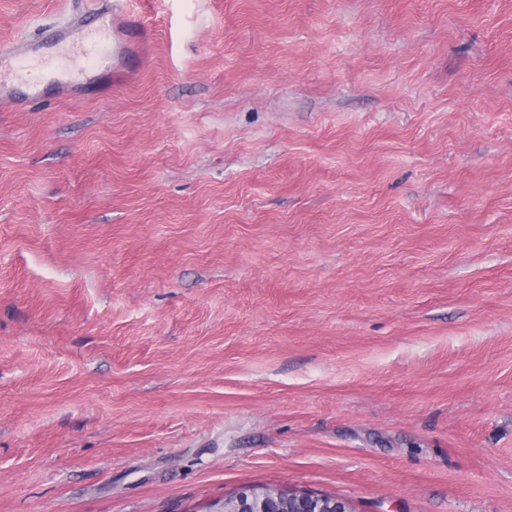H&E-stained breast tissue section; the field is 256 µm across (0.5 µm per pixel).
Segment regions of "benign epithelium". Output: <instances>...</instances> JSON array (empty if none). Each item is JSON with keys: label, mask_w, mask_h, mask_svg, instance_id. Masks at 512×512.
I'll return each instance as SVG.
<instances>
[{"label": "benign epithelium", "mask_w": 512, "mask_h": 512, "mask_svg": "<svg viewBox=\"0 0 512 512\" xmlns=\"http://www.w3.org/2000/svg\"><path fill=\"white\" fill-rule=\"evenodd\" d=\"M298 507L301 512H354L344 500L306 492L294 494L282 485L244 487L224 498L221 512H293Z\"/></svg>", "instance_id": "obj_1"}]
</instances>
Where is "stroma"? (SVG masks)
<instances>
[{
	"label": "stroma",
	"mask_w": 512,
	"mask_h": 512,
	"mask_svg": "<svg viewBox=\"0 0 512 512\" xmlns=\"http://www.w3.org/2000/svg\"><path fill=\"white\" fill-rule=\"evenodd\" d=\"M86 8L0 0V48ZM112 29L92 90L0 96V512H512V0ZM290 488L282 485L244 487L232 497L224 498V509L220 512H354L350 504L337 498H325L306 492L292 494ZM297 503V504H296ZM276 504L277 510L270 505Z\"/></svg>",
	"instance_id": "stroma-1"
}]
</instances>
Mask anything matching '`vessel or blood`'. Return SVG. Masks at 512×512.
<instances>
[{
  "mask_svg": "<svg viewBox=\"0 0 512 512\" xmlns=\"http://www.w3.org/2000/svg\"><path fill=\"white\" fill-rule=\"evenodd\" d=\"M134 7V0H94L89 14L75 20L69 18L53 26L38 27L35 33L14 40L8 58L22 61L38 55L47 45L73 39L79 44L84 70L110 68L113 56L124 55L126 51L123 43L111 37L112 17Z\"/></svg>",
  "mask_w": 512,
  "mask_h": 512,
  "instance_id": "1",
  "label": "vessel or blood"
}]
</instances>
